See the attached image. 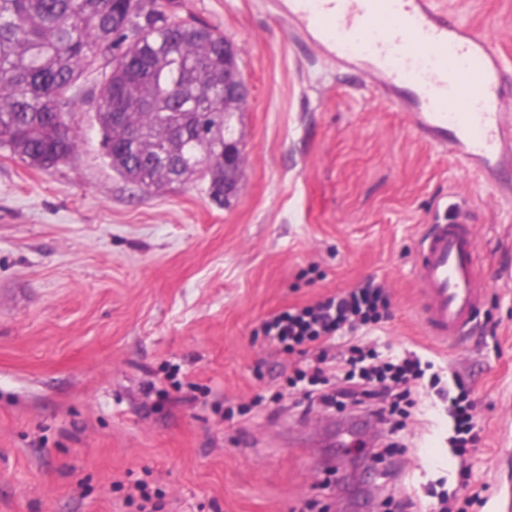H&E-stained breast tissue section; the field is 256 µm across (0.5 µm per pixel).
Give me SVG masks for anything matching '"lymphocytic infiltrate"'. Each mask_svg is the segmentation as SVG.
Wrapping results in <instances>:
<instances>
[{"label":"lymphocytic infiltrate","mask_w":512,"mask_h":512,"mask_svg":"<svg viewBox=\"0 0 512 512\" xmlns=\"http://www.w3.org/2000/svg\"><path fill=\"white\" fill-rule=\"evenodd\" d=\"M388 308L385 288L370 281L308 305L273 313L263 321L261 331L267 342L280 351L312 348L313 365L295 370L293 377L294 382L304 383L310 404L355 410L364 407L384 423L409 396L410 382L423 376L421 357L409 353L395 361H374L355 341L345 349H337L336 334L379 323L386 318ZM369 395L375 396L374 404H365ZM439 397L447 402L453 421L451 446L456 456H464L478 440L468 390L459 381L454 390H441Z\"/></svg>","instance_id":"lymphocytic-infiltrate-1"}]
</instances>
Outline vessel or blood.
Wrapping results in <instances>:
<instances>
[{
  "instance_id": "vessel-or-blood-1",
  "label": "vessel or blood",
  "mask_w": 512,
  "mask_h": 512,
  "mask_svg": "<svg viewBox=\"0 0 512 512\" xmlns=\"http://www.w3.org/2000/svg\"><path fill=\"white\" fill-rule=\"evenodd\" d=\"M285 15L340 68L369 62L386 103L434 148L494 175L512 159V83L489 40L433 0H287ZM421 319L431 339L464 336L486 293L472 225H430L418 240Z\"/></svg>"
}]
</instances>
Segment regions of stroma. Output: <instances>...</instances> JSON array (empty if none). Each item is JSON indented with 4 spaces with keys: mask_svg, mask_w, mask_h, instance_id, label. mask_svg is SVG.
Instances as JSON below:
<instances>
[{
    "mask_svg": "<svg viewBox=\"0 0 512 512\" xmlns=\"http://www.w3.org/2000/svg\"><path fill=\"white\" fill-rule=\"evenodd\" d=\"M512 72V0H437ZM239 51L249 88L231 131L236 194L200 180L150 190L112 170L96 120L103 71L71 91L73 156L43 170L0 145V512H512V199L413 130L360 68L339 69L264 0H179ZM475 227L488 288L473 335L420 321L426 225ZM373 280L390 318L359 330L382 357L432 361L470 390L479 442L450 445L444 409L375 456L317 446L342 420L289 388L310 356L256 330L270 314Z\"/></svg>",
    "mask_w": 512,
    "mask_h": 512,
    "instance_id": "stroma-1",
    "label": "stroma"
}]
</instances>
